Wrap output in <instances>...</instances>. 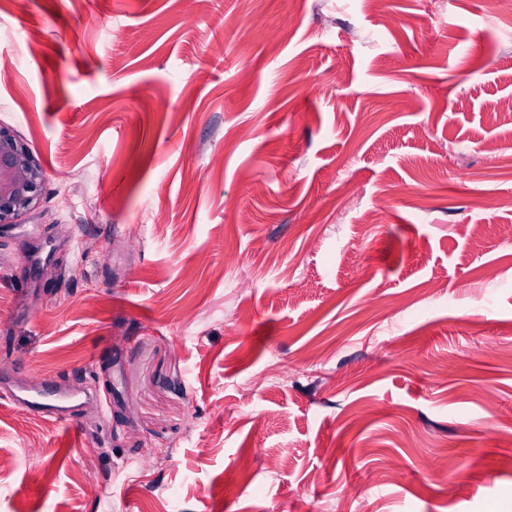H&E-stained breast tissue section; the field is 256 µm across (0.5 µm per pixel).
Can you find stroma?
Returning <instances> with one entry per match:
<instances>
[{"mask_svg":"<svg viewBox=\"0 0 512 512\" xmlns=\"http://www.w3.org/2000/svg\"><path fill=\"white\" fill-rule=\"evenodd\" d=\"M385 11L0 0V512H512V0ZM43 181L39 160L0 127V227L36 207ZM7 398L11 403L23 404L30 412L53 417L64 425H78L77 420L72 415V407L52 405L39 400L24 399L15 393L10 394Z\"/></svg>","mask_w":512,"mask_h":512,"instance_id":"35a3bbf8","label":"stroma"}]
</instances>
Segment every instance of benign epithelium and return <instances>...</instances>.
Returning a JSON list of instances; mask_svg holds the SVG:
<instances>
[{
  "mask_svg": "<svg viewBox=\"0 0 512 512\" xmlns=\"http://www.w3.org/2000/svg\"><path fill=\"white\" fill-rule=\"evenodd\" d=\"M43 181L39 160L0 127V227L36 207Z\"/></svg>",
  "mask_w": 512,
  "mask_h": 512,
  "instance_id": "obj_1",
  "label": "benign epithelium"
}]
</instances>
